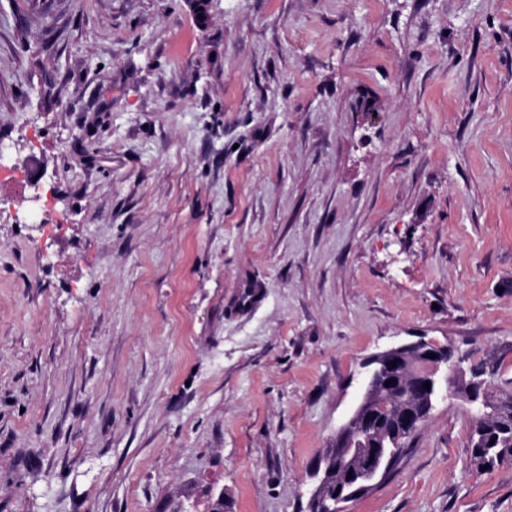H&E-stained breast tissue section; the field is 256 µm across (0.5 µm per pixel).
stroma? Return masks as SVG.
<instances>
[{
    "label": "stroma",
    "instance_id": "35a3bbf8",
    "mask_svg": "<svg viewBox=\"0 0 512 512\" xmlns=\"http://www.w3.org/2000/svg\"><path fill=\"white\" fill-rule=\"evenodd\" d=\"M0 142V512H306L369 356L512 379V0H0ZM472 425L349 512H512Z\"/></svg>",
    "mask_w": 512,
    "mask_h": 512
}]
</instances>
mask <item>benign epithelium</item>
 I'll return each instance as SVG.
<instances>
[{
    "instance_id": "obj_1",
    "label": "benign epithelium",
    "mask_w": 512,
    "mask_h": 512,
    "mask_svg": "<svg viewBox=\"0 0 512 512\" xmlns=\"http://www.w3.org/2000/svg\"><path fill=\"white\" fill-rule=\"evenodd\" d=\"M436 354L431 359L428 354ZM362 394L330 444L336 461L355 458L339 483L332 470L317 460L314 482L307 491L309 512H347L348 503L375 489L401 454L397 444L417 434L429 420L435 402L451 397L480 412L487 404L489 372L476 369L465 354H450L446 345L419 339L372 356L364 365ZM430 388H425V384ZM384 394L400 400V427L383 429L387 415L374 398Z\"/></svg>"
}]
</instances>
